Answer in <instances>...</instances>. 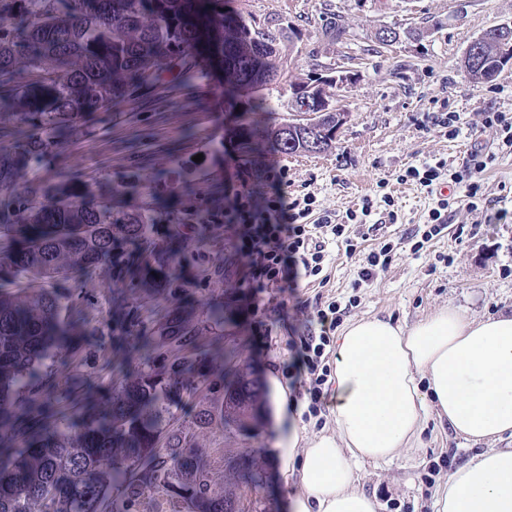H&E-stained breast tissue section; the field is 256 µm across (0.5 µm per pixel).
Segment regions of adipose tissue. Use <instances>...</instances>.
<instances>
[{"label": "adipose tissue", "mask_w": 512, "mask_h": 512, "mask_svg": "<svg viewBox=\"0 0 512 512\" xmlns=\"http://www.w3.org/2000/svg\"><path fill=\"white\" fill-rule=\"evenodd\" d=\"M336 432L294 453L301 473L291 512H376L354 485L353 465L410 447L428 412L479 441L512 435V313L466 318L440 308L413 326L382 318L348 323L338 338ZM434 512H512V450H491L456 468L436 492Z\"/></svg>", "instance_id": "ef3b65f1"}]
</instances>
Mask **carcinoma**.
Returning <instances> with one entry per match:
<instances>
[{"label": "carcinoma", "instance_id": "cac0c4a2", "mask_svg": "<svg viewBox=\"0 0 512 512\" xmlns=\"http://www.w3.org/2000/svg\"><path fill=\"white\" fill-rule=\"evenodd\" d=\"M198 51L219 59L239 92L261 112L260 95L279 82L284 56L276 37L253 18L224 16V0H0V99L24 141L0 146V512H130L163 489L199 512H241L231 492L214 494L201 449L163 431L175 400L202 397L198 416L219 415L246 432L262 419V391L226 337L224 293L195 308L182 270L214 255L202 270L224 276V245L207 218L221 207L188 204L169 214L160 234L147 214L108 198L85 201L62 185L43 192L24 181L57 156V131L76 127ZM496 47L464 66L472 83L500 72ZM308 130L240 125L246 158L272 142L286 154L310 153ZM319 151L336 140V113H322ZM106 264L108 315L89 320L81 300ZM34 273L70 288H22ZM88 337L97 339L85 346ZM110 375L105 396L59 425L64 404L88 381ZM31 423L15 447V422ZM165 442V447L158 444Z\"/></svg>", "mask_w": 512, "mask_h": 512}]
</instances>
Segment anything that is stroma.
Instances as JSON below:
<instances>
[{"label":"stroma","instance_id":"35a3bbf8","mask_svg":"<svg viewBox=\"0 0 512 512\" xmlns=\"http://www.w3.org/2000/svg\"><path fill=\"white\" fill-rule=\"evenodd\" d=\"M224 9L267 22L273 33L288 31L281 48L291 74L353 73L352 84L337 96L347 119L335 148L293 155L271 148L260 160H243L239 147L215 131L228 114L237 123L255 118L252 101L227 94L223 110L215 111L212 91L223 88L224 76L198 57L192 77L171 69L84 126L61 131L63 157L41 159L30 169L29 183L50 189L65 181L159 216L172 203L229 201L233 189L265 194L273 165L284 172L290 198L313 196L315 216L332 223H346L348 213L371 198L376 230L365 249L383 241L395 245L389 267L358 289L353 282L363 256H347L341 241L329 245L322 280L302 286V297L349 302L348 322L389 317L408 326L450 304L471 319L511 310L512 150L500 147L483 115L512 113V65L477 86L462 62L467 46L490 26L512 23V0H224ZM334 21L345 27L346 40L329 36ZM384 29L400 38L381 49L376 36ZM415 30L420 39L412 38ZM443 112L456 114V136L440 126ZM477 145L496 155L484 174V203L471 206L462 185H449L447 229L413 251L403 238L426 222L437 197L415 182H400V175L425 161L458 169ZM156 177L165 182V194L154 191ZM389 209L397 211L399 223L385 222ZM223 239L224 314L265 395L263 419L243 435L216 420L200 422L196 400L186 398L172 407L167 429L199 440L216 490L224 488L225 459L261 466L265 485L256 495L243 492L242 512L258 505L266 512H290L288 503L302 486L299 474L281 473L285 439L294 430L306 438L332 435L336 425L329 412L320 426L296 412L279 413L271 386L286 385L283 365L291 354L286 343L270 347L263 339L266 315L255 309L245 282L246 246L234 214L225 218ZM492 448L511 449L512 438L467 440L432 413L413 448L388 462L361 463L354 484L375 499L376 512H433L435 491L448 474Z\"/></svg>","mask_w":512,"mask_h":512}]
</instances>
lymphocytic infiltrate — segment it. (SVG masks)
Listing matches in <instances>:
<instances>
[{
  "instance_id": "lymphocytic-infiltrate-1",
  "label": "lymphocytic infiltrate",
  "mask_w": 512,
  "mask_h": 512,
  "mask_svg": "<svg viewBox=\"0 0 512 512\" xmlns=\"http://www.w3.org/2000/svg\"><path fill=\"white\" fill-rule=\"evenodd\" d=\"M495 159L493 153L475 149L459 170L443 176L442 163L422 162L409 166L405 180L433 189L442 179L462 184L468 198H476L482 190V177ZM270 193L255 200L248 192L239 193L234 208L250 218L247 227L249 249L248 283L254 292L296 290L303 279L319 276L324 268L328 239L342 237L346 227L329 220L310 223L312 197L289 199L279 173L269 175ZM343 311L337 300L319 301L313 307L311 327L292 332L288 347L294 361L285 376L288 380L291 407H303V420H311L324 412L327 386L331 378L330 357L337 327Z\"/></svg>"
}]
</instances>
